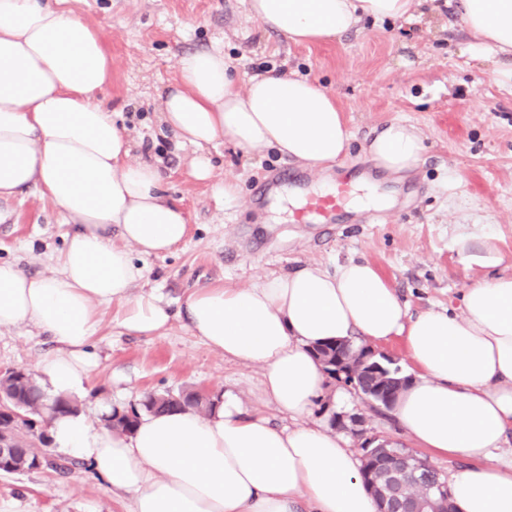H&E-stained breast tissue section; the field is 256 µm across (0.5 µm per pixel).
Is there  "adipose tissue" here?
<instances>
[{
  "label": "adipose tissue",
  "mask_w": 512,
  "mask_h": 512,
  "mask_svg": "<svg viewBox=\"0 0 512 512\" xmlns=\"http://www.w3.org/2000/svg\"><path fill=\"white\" fill-rule=\"evenodd\" d=\"M421 0H249L250 13L295 43L328 42L366 19L413 22ZM461 25L512 83V0H458ZM112 71L98 28L52 0H0V197L37 187L76 230L48 275L0 262V329L32 325L57 344L41 356L42 381L59 396L83 391L96 362L91 343L101 310L120 309L129 334L165 335L172 313L135 256L171 251L187 219L158 167L130 158L111 109L98 102ZM161 121L194 147L195 177L213 174L208 146L276 149L320 169L347 155L352 134L334 98L313 81L273 71L233 76L219 49L188 52L162 101ZM423 135L391 122L367 141L375 166L415 169ZM117 229L113 244L109 229ZM459 262L483 273L458 308L409 314L381 271L350 260L271 272L247 288L189 290L188 327L225 358L262 371L266 401L295 424L246 416L227 391L207 413H141L129 433L110 430L113 407L50 423L64 453L87 461L129 512H377L346 439L305 419L328 389L314 354L328 341L400 338L414 375L392 412L420 448L465 458L448 479L456 512H512V274L504 255L464 231Z\"/></svg>",
  "instance_id": "obj_1"
}]
</instances>
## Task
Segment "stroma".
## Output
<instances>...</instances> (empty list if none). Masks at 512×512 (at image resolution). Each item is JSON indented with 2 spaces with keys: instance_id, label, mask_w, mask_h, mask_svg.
Returning <instances> with one entry per match:
<instances>
[{
  "instance_id": "stroma-1",
  "label": "stroma",
  "mask_w": 512,
  "mask_h": 512,
  "mask_svg": "<svg viewBox=\"0 0 512 512\" xmlns=\"http://www.w3.org/2000/svg\"><path fill=\"white\" fill-rule=\"evenodd\" d=\"M62 7L101 29L112 77L99 99L117 112L133 157L158 160L163 188L189 224L175 249L140 258L145 276L135 292L153 289L175 304L192 288L248 287L272 271L356 259L376 265L410 313L454 308L480 277L457 259L452 237L460 224L480 225L505 255L504 272L512 273V86L497 80L446 0H436L414 23L367 20L357 31L313 45L266 29L249 15L247 0H63ZM215 46L240 74L294 71L335 98L353 134L339 168L371 176L377 193L396 197L379 223H369L364 211L339 224H297L287 201L269 210L256 200L254 184L271 172L294 173L305 194L321 182L273 150L245 152L216 142L209 149L213 179L193 177V148H174L173 134L159 122L161 94L176 77L180 55ZM393 120L418 128L425 145L418 167L397 182L383 180L363 150ZM227 179L241 189L230 202L216 189ZM74 230L37 188L0 198V262L25 274L53 270ZM54 347L32 326L0 329V373L36 370ZM92 349L97 365L77 399L87 415H95L99 402L127 408L150 391L220 396L230 390L249 415L288 422L266 404L259 368L225 359L183 318L166 335L148 339L127 335L116 309H106ZM329 390L315 402L309 423L328 426L333 417H348L343 435L357 453L374 438L411 449L389 409L334 378ZM335 392L345 400L333 402ZM129 503L84 463L65 475L0 473V512H128Z\"/></svg>"
}]
</instances>
